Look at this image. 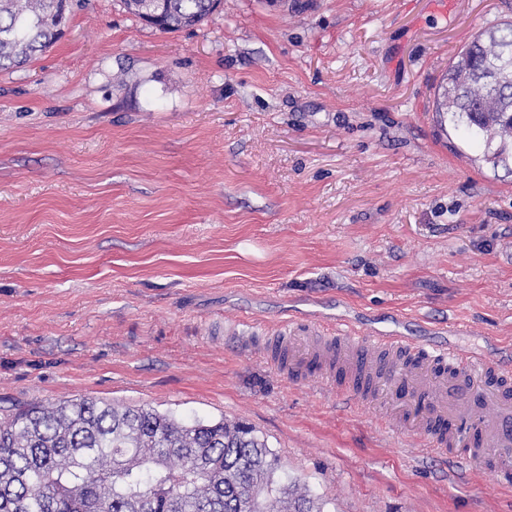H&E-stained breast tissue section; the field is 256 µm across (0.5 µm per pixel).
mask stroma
<instances>
[{
    "instance_id": "stroma-1",
    "label": "stroma",
    "mask_w": 512,
    "mask_h": 512,
    "mask_svg": "<svg viewBox=\"0 0 512 512\" xmlns=\"http://www.w3.org/2000/svg\"><path fill=\"white\" fill-rule=\"evenodd\" d=\"M507 20L512 0H223L162 33L75 0L0 71V411L243 421L324 512H512L492 466L263 344L292 317L458 325L512 366V172L435 115L456 56Z\"/></svg>"
}]
</instances>
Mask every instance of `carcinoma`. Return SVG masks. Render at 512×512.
I'll use <instances>...</instances> for the list:
<instances>
[{
  "instance_id": "1",
  "label": "carcinoma",
  "mask_w": 512,
  "mask_h": 512,
  "mask_svg": "<svg viewBox=\"0 0 512 512\" xmlns=\"http://www.w3.org/2000/svg\"><path fill=\"white\" fill-rule=\"evenodd\" d=\"M163 32L203 22L220 0H121ZM63 0H0V69L61 35ZM438 108L454 130L512 162V24L492 25L448 73ZM267 441L241 422L180 423L145 406L89 398L0 417V512H323L276 479Z\"/></svg>"
}]
</instances>
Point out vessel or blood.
Returning <instances> with one entry per match:
<instances>
[{
  "label": "vessel or blood",
  "instance_id": "1",
  "mask_svg": "<svg viewBox=\"0 0 512 512\" xmlns=\"http://www.w3.org/2000/svg\"><path fill=\"white\" fill-rule=\"evenodd\" d=\"M266 348L288 376L311 373L357 399L379 385L405 388L423 401L415 419L431 454L494 461L512 483V370L485 352L424 343L398 331L366 336L350 323H284Z\"/></svg>",
  "mask_w": 512,
  "mask_h": 512
}]
</instances>
